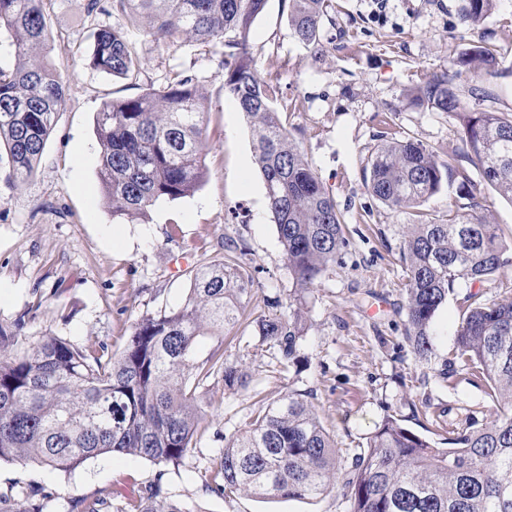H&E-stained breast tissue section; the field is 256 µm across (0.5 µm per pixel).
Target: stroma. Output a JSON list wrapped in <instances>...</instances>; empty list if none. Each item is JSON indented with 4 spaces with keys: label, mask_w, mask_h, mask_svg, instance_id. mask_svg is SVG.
<instances>
[{
    "label": "stroma",
    "mask_w": 512,
    "mask_h": 512,
    "mask_svg": "<svg viewBox=\"0 0 512 512\" xmlns=\"http://www.w3.org/2000/svg\"><path fill=\"white\" fill-rule=\"evenodd\" d=\"M84 0L48 4L54 49L63 74L65 105L35 173L17 177L0 161V328L17 332L18 345L45 334L84 347L107 344L120 354L142 317L180 305L188 292L185 271L201 258L217 259L224 243L245 244L255 286L249 309L275 314L287 302L292 278L267 208L266 187L255 162L252 132L236 102L224 93L216 59L179 44H158L136 31L142 61L137 83L92 69L90 31L112 24L111 15L86 18ZM320 51L298 43L288 26L289 0H268L251 29L249 51L259 76L279 88L275 102L345 217L347 254L307 297V332L300 369L278 371L257 350L250 329L224 338L205 337L197 356L223 349L237 361L247 385L204 387L207 416L178 469L109 453L69 472L32 462H0V491L14 484L57 493L51 512H70L75 498L111 492L119 502L137 500L141 488L163 479L185 512H344L337 493L315 499L223 496L207 489L210 471L257 400L273 402L288 391L308 394L338 447L364 441L384 416L433 436L423 405L443 411V424L482 425L492 402L485 383L470 376L442 379L456 349L466 296L512 302V269L469 287L461 284L438 311L432 353L416 359L404 340L405 272L399 259V225L407 213L387 208L368 193L362 166L387 129L414 137L447 159L459 127L454 116L410 105L405 97L423 78L454 70L476 35L460 16L465 0H334ZM499 52L495 76L486 77L500 111L512 110V0H499L481 26ZM193 76L207 103L204 163L197 190L161 200L146 215L112 217L98 179L94 117L101 105Z\"/></svg>",
    "instance_id": "1"
}]
</instances>
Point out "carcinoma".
I'll return each mask as SVG.
<instances>
[{
  "mask_svg": "<svg viewBox=\"0 0 512 512\" xmlns=\"http://www.w3.org/2000/svg\"><path fill=\"white\" fill-rule=\"evenodd\" d=\"M498 0H466L461 23L479 29ZM47 0H0V31L13 33L16 63L0 69V147L14 173L30 176L64 103L53 50ZM267 0H112L115 25L91 32L90 65L137 80L141 59L128 30L147 20L158 44L220 53L224 94L233 98L253 131L255 161L267 205L292 276L288 314L247 322L259 346L277 354L281 369L298 367L305 335L306 297L350 246L345 219L273 106L277 88L260 80L249 51L251 27ZM333 0H290L294 38L318 49ZM458 65L471 76L470 96L495 99L483 77L496 73L498 53L473 46ZM460 71L424 78L412 100L453 114L458 143L441 160L426 145L389 130L368 156L369 194L404 211L413 222L398 228L405 264V341L418 359L432 351L433 319L448 294L506 274L509 259L500 225L491 222L474 189L481 182L512 202V112H470L454 80ZM208 108L194 79L180 73L135 97L103 103L96 112L98 178L112 218L145 213L157 201L196 191L207 174L203 137ZM458 183L466 202L436 217L422 207L443 181ZM246 247L188 270L182 305L139 320L117 357L107 347H78L44 335L0 357V461L35 462L70 471L108 453L178 468L205 415L201 389L212 379L243 387L240 366L220 351L196 359L202 336H222L240 325L253 292ZM453 360L442 375L459 372L486 381L495 404L477 429H447L446 447L384 417L366 442L339 448L312 403L290 391L250 411L245 426L224 437V452L208 488L269 498L311 499L336 487V461L350 460L340 494L347 512H512V303L466 297ZM55 492L16 486L0 492V512H50ZM73 512H185L161 481L144 487L139 501L121 505L102 492L73 499Z\"/></svg>",
  "mask_w": 512,
  "mask_h": 512,
  "instance_id": "1",
  "label": "carcinoma"
}]
</instances>
